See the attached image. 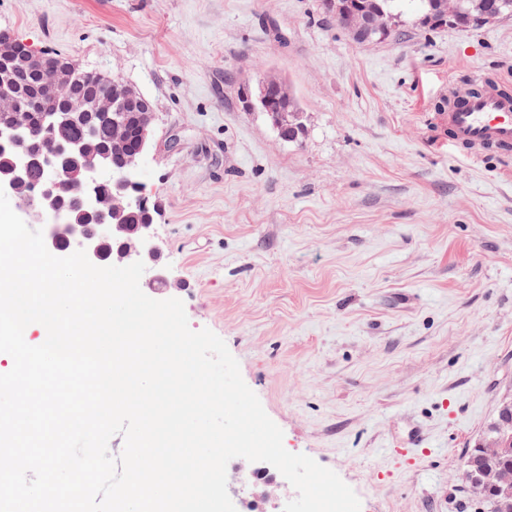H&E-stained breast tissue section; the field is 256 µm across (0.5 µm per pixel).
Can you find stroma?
I'll use <instances>...</instances> for the list:
<instances>
[{"instance_id":"stroma-1","label":"stroma","mask_w":512,"mask_h":512,"mask_svg":"<svg viewBox=\"0 0 512 512\" xmlns=\"http://www.w3.org/2000/svg\"><path fill=\"white\" fill-rule=\"evenodd\" d=\"M416 19L367 45L320 0H0V31L151 102L152 297L225 341L285 448L361 512H491L463 457L512 394V176L453 155L432 116L455 77L512 80V18ZM261 73L290 86L302 142L245 110ZM416 425L431 447L397 467L387 445ZM227 475L236 512L296 496L261 461Z\"/></svg>"}]
</instances>
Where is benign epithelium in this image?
<instances>
[{
  "label": "benign epithelium",
  "mask_w": 512,
  "mask_h": 512,
  "mask_svg": "<svg viewBox=\"0 0 512 512\" xmlns=\"http://www.w3.org/2000/svg\"><path fill=\"white\" fill-rule=\"evenodd\" d=\"M0 68L12 61L13 50L20 45L9 33H0ZM32 63L54 73L58 81L54 94L60 103L61 112L56 122L47 127V145L39 153L34 152L29 138L23 135L24 113L13 112L9 122L0 126V139L7 141L13 150L14 161L9 170L0 176V186L6 194L15 197L21 184L29 178L33 166L42 171L40 181L32 184L28 197L18 202L24 222L27 224H55L59 236L67 239L68 248L74 251L83 249L89 260L97 266L121 265L141 260L154 270L146 282L149 288H168L167 278L158 271L160 255L150 240L151 225L141 224L132 230L128 226L129 217L137 211L148 208L147 201L140 196L126 192L127 170L138 168L139 161L150 149L152 131V107L139 93L131 88L120 90L119 97L104 94H76L68 86L67 76L74 65L60 57L37 56ZM242 98L251 110H265L273 127L282 128V109L272 105L274 98L270 81L264 75L243 88ZM97 112L112 119V141L92 143L87 140L72 141L62 135V130L70 123L83 119L88 113ZM138 127V142L128 162V168H114L111 165L112 153L125 147L126 130ZM63 168L70 181L84 187L78 198L79 207L93 218L91 224H71L69 214L58 205L63 190L58 168ZM112 181L115 191L112 206L101 205L98 185ZM105 241L118 243L108 260L101 257V245Z\"/></svg>",
  "instance_id": "obj_1"
}]
</instances>
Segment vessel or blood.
Here are the masks:
<instances>
[{
  "label": "vessel or blood",
  "mask_w": 512,
  "mask_h": 512,
  "mask_svg": "<svg viewBox=\"0 0 512 512\" xmlns=\"http://www.w3.org/2000/svg\"><path fill=\"white\" fill-rule=\"evenodd\" d=\"M435 123L447 131L449 149L463 157L512 158V93L502 89L500 79L471 74L468 86L449 91ZM389 449L414 460L423 450L420 431L411 430L405 440L392 441Z\"/></svg>",
  "instance_id": "b4317fda"
}]
</instances>
